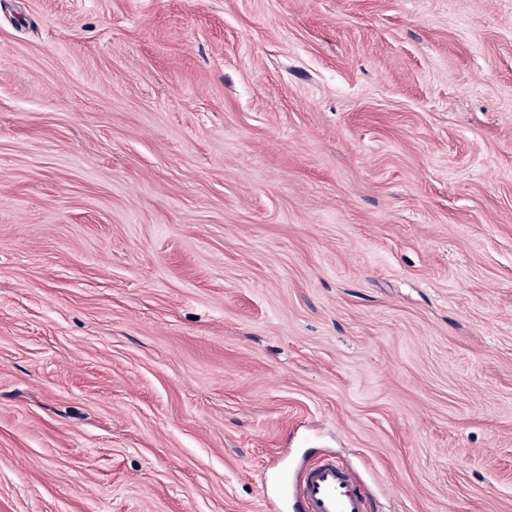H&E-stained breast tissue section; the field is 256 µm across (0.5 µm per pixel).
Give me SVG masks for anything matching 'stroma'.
<instances>
[{"label":"stroma","instance_id":"obj_1","mask_svg":"<svg viewBox=\"0 0 512 512\" xmlns=\"http://www.w3.org/2000/svg\"><path fill=\"white\" fill-rule=\"evenodd\" d=\"M512 512V0H0V512ZM280 487L291 512H368L369 495L352 469L328 457L307 468L295 480L285 473Z\"/></svg>","mask_w":512,"mask_h":512}]
</instances>
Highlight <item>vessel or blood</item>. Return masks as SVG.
<instances>
[{
    "label": "vessel or blood",
    "mask_w": 512,
    "mask_h": 512,
    "mask_svg": "<svg viewBox=\"0 0 512 512\" xmlns=\"http://www.w3.org/2000/svg\"><path fill=\"white\" fill-rule=\"evenodd\" d=\"M282 502L290 512H368L369 495L352 469L328 457L299 477L282 475Z\"/></svg>",
    "instance_id": "b4317fda"
}]
</instances>
